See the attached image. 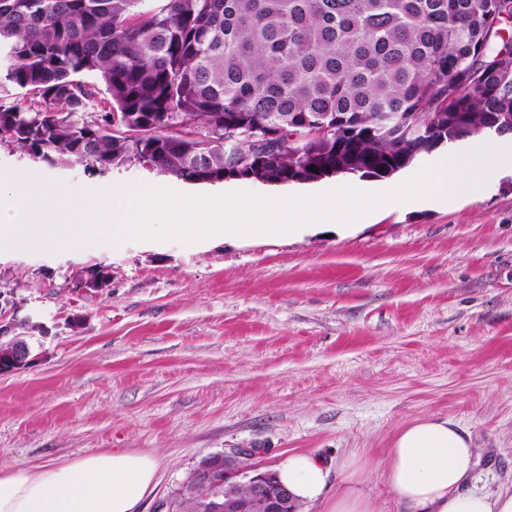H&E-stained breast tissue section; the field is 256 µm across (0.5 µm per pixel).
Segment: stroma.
I'll return each mask as SVG.
<instances>
[{
	"label": "stroma",
	"mask_w": 512,
	"mask_h": 512,
	"mask_svg": "<svg viewBox=\"0 0 512 512\" xmlns=\"http://www.w3.org/2000/svg\"><path fill=\"white\" fill-rule=\"evenodd\" d=\"M0 169L88 194L150 184L296 195L334 183L190 184L137 165L91 175L6 142ZM97 263L111 266L109 286L82 287ZM0 291L33 358L0 376L1 471L152 453L160 467L143 512H160L204 457L258 448L254 466L270 471L302 452L327 470L304 512L347 494L408 512L380 463L406 423L433 415L471 435L467 490L512 486L511 174L453 208H389L346 228L3 250Z\"/></svg>",
	"instance_id": "35a3bbf8"
}]
</instances>
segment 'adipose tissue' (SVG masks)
Returning <instances> with one entry per match:
<instances>
[{
	"instance_id": "adipose-tissue-1",
	"label": "adipose tissue",
	"mask_w": 512,
	"mask_h": 512,
	"mask_svg": "<svg viewBox=\"0 0 512 512\" xmlns=\"http://www.w3.org/2000/svg\"><path fill=\"white\" fill-rule=\"evenodd\" d=\"M156 456L112 450L65 462L0 470V512H141L155 488ZM476 466L470 435L447 418L419 417L394 437L381 476L412 512H512V489L465 490ZM275 473L301 502L318 500L327 475L319 458L288 455Z\"/></svg>"
}]
</instances>
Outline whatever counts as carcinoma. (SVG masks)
Returning a JSON list of instances; mask_svg holds the SVG:
<instances>
[{"instance_id": "cac0c4a2", "label": "carcinoma", "mask_w": 512, "mask_h": 512, "mask_svg": "<svg viewBox=\"0 0 512 512\" xmlns=\"http://www.w3.org/2000/svg\"><path fill=\"white\" fill-rule=\"evenodd\" d=\"M511 15L512 0H0V141L99 175L389 177L512 131L491 62ZM213 463L167 512H205Z\"/></svg>"}]
</instances>
